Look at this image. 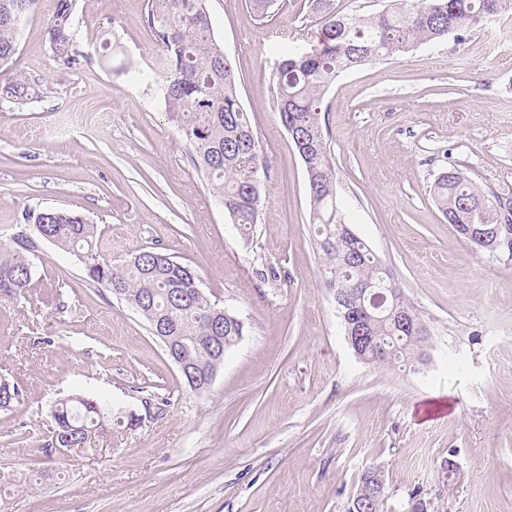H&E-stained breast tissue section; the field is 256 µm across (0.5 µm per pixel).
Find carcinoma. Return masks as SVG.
<instances>
[{
  "label": "carcinoma",
  "instance_id": "obj_1",
  "mask_svg": "<svg viewBox=\"0 0 512 512\" xmlns=\"http://www.w3.org/2000/svg\"><path fill=\"white\" fill-rule=\"evenodd\" d=\"M34 0H0V67L13 57L20 24ZM512 11V0H390L369 17L327 12L316 41L287 51L273 73L277 110L304 166L310 198V223L323 259L325 286L332 289L373 284L396 291V311L409 315L406 329L393 318L372 314L360 328L374 337L362 360L373 365L407 364L427 339L428 329L391 281L380 258L346 223L339 205L336 167L320 122L319 104L341 74L403 56L421 43L449 36L458 39L474 28ZM147 23L164 51L161 92L168 120L194 149V165L211 186L214 198L240 232L248 236L259 220L268 167L240 102L233 66L216 41L205 0H151ZM49 49L65 69H78L88 56L78 49L76 0H58L46 29ZM36 95L27 79L0 84V104L24 105ZM432 198L446 223L472 248L491 252L480 238L486 224L512 230V198L486 195L454 165L433 181ZM55 245L82 256L87 283L127 302L147 322L152 335L178 338L176 353L190 362L189 388L205 392L209 374L224 363L207 346L222 336L232 347L244 333L233 311L212 303L200 289L195 271L171 257L144 250L129 259L101 256L94 245L95 227L67 210L26 214ZM37 287L29 244L14 235L0 241V297L18 299ZM20 389L0 385V411L19 402ZM52 442L80 447L94 431L106 428L103 404L76 395L57 401L52 410Z\"/></svg>",
  "mask_w": 512,
  "mask_h": 512
}]
</instances>
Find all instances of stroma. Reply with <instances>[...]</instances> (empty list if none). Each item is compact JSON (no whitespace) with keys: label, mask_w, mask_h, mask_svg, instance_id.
<instances>
[{"label":"stroma","mask_w":512,"mask_h":512,"mask_svg":"<svg viewBox=\"0 0 512 512\" xmlns=\"http://www.w3.org/2000/svg\"><path fill=\"white\" fill-rule=\"evenodd\" d=\"M268 164L252 238L231 224L165 117L149 0H77V70L46 41L35 0L7 75L37 98L0 105V230L69 209L105 258L154 249L244 322L211 388L191 391L145 320L40 243L42 287L0 298V512H345L368 468L383 512H512V261L471 248L430 187L448 164L512 195V13L465 41L421 44L342 74L320 103L339 200L427 323L426 359L364 363L349 347L309 221L301 159L275 105L283 33H318L313 0H206ZM100 398L114 424L49 453L55 401Z\"/></svg>","instance_id":"obj_1"}]
</instances>
